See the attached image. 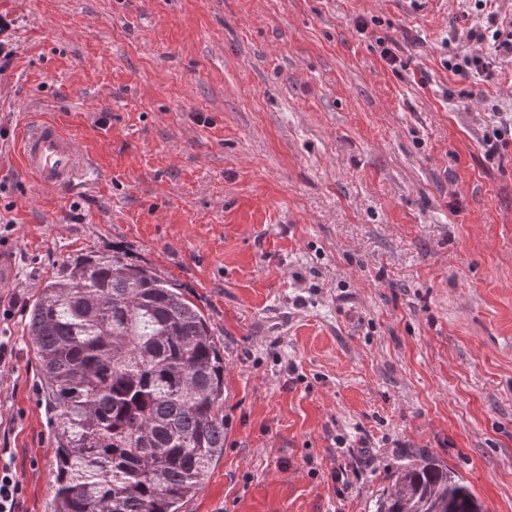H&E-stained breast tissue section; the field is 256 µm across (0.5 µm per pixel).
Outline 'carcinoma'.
Listing matches in <instances>:
<instances>
[{
	"label": "carcinoma",
	"mask_w": 512,
	"mask_h": 512,
	"mask_svg": "<svg viewBox=\"0 0 512 512\" xmlns=\"http://www.w3.org/2000/svg\"><path fill=\"white\" fill-rule=\"evenodd\" d=\"M28 329L51 412L52 512H181L224 455V355L178 285L127 251L69 256ZM373 512H485L432 456L394 472Z\"/></svg>",
	"instance_id": "cac0c4a2"
}]
</instances>
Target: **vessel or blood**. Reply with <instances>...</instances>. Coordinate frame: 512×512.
<instances>
[{
	"label": "vessel or blood",
	"instance_id": "obj_1",
	"mask_svg": "<svg viewBox=\"0 0 512 512\" xmlns=\"http://www.w3.org/2000/svg\"><path fill=\"white\" fill-rule=\"evenodd\" d=\"M21 153L25 169L43 189L64 186L84 164L76 139L49 122L32 124L24 131Z\"/></svg>",
	"mask_w": 512,
	"mask_h": 512
}]
</instances>
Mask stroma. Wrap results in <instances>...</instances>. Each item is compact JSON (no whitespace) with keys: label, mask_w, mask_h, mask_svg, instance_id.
Returning <instances> with one entry per match:
<instances>
[{"label":"stroma","mask_w":512,"mask_h":512,"mask_svg":"<svg viewBox=\"0 0 512 512\" xmlns=\"http://www.w3.org/2000/svg\"><path fill=\"white\" fill-rule=\"evenodd\" d=\"M0 462L50 512L26 307L63 258L128 250L224 353V454L182 512H372L431 455L512 512V54L464 0H0ZM365 29H358L357 21ZM390 48L402 61L388 66ZM478 56L491 81L447 60ZM96 169L42 190L24 126Z\"/></svg>","instance_id":"35a3bbf8"}]
</instances>
